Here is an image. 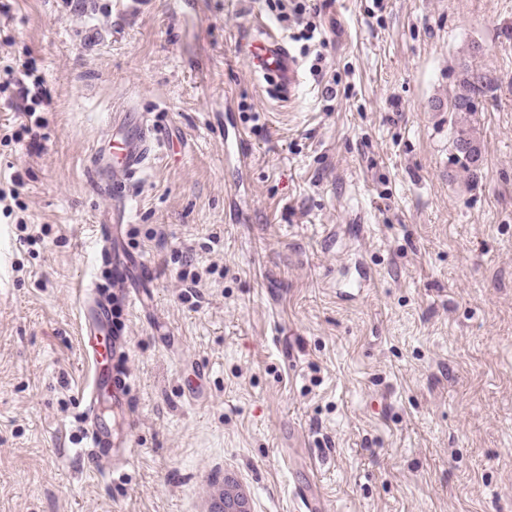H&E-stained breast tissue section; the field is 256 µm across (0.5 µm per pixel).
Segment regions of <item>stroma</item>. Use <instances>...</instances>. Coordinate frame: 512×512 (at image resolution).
<instances>
[{
  "mask_svg": "<svg viewBox=\"0 0 512 512\" xmlns=\"http://www.w3.org/2000/svg\"><path fill=\"white\" fill-rule=\"evenodd\" d=\"M321 74L268 0H10L0 66L33 55L50 102L0 143L23 184L0 218V512H189L212 465L259 512H512V0H319ZM268 28L299 56L293 104L249 61ZM493 92L483 161H453L462 65ZM256 121H244L241 105ZM164 143L127 200L91 177L110 113ZM249 143L247 221L227 196L224 126ZM124 288L133 467L84 443L83 288ZM38 242H21L22 233ZM366 261L352 300L336 288ZM99 228L98 239L101 243L102 260L110 266L111 272L116 279L121 281L124 278V268L112 253L111 230L104 224L99 225Z\"/></svg>",
  "mask_w": 512,
  "mask_h": 512,
  "instance_id": "1",
  "label": "stroma"
}]
</instances>
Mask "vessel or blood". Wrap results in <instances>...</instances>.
<instances>
[{
    "instance_id": "1",
    "label": "vessel or blood",
    "mask_w": 512,
    "mask_h": 512,
    "mask_svg": "<svg viewBox=\"0 0 512 512\" xmlns=\"http://www.w3.org/2000/svg\"><path fill=\"white\" fill-rule=\"evenodd\" d=\"M247 55L262 76L274 78L285 97H292L300 85V65L284 41L270 33L252 36L246 43ZM157 143L156 132L143 116L122 120L113 115L112 126L93 157L97 176L108 178L113 188H124L152 155ZM249 152L248 140L242 129L224 135V156L228 163L245 169ZM98 239L101 257L116 277L123 279L124 268L112 253L111 230L101 226ZM124 338L116 329L112 304L101 289L87 288L79 309L78 347L88 364V376L81 387L85 405V445L88 456L108 458L113 465L128 467L134 448L131 435L113 437L104 420V392L112 394L113 413L130 417V383L119 350Z\"/></svg>"
}]
</instances>
